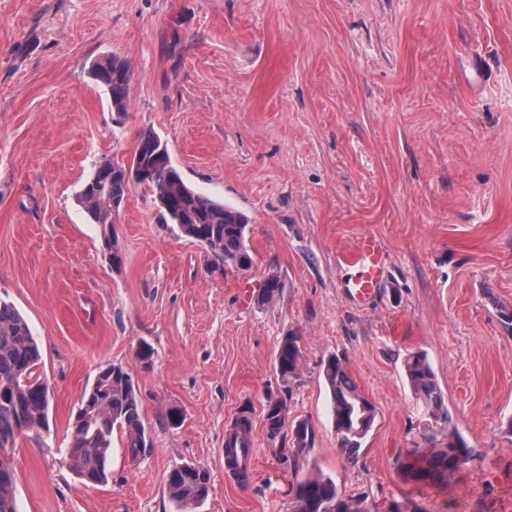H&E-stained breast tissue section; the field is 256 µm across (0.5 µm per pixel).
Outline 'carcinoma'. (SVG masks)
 Wrapping results in <instances>:
<instances>
[{
  "instance_id": "carcinoma-1",
  "label": "carcinoma",
  "mask_w": 512,
  "mask_h": 512,
  "mask_svg": "<svg viewBox=\"0 0 512 512\" xmlns=\"http://www.w3.org/2000/svg\"><path fill=\"white\" fill-rule=\"evenodd\" d=\"M92 76L110 93L112 111H127L131 70L127 61L112 56L92 66ZM163 153L165 165L142 185L155 195L160 217L176 226L180 235L201 243L213 257L217 270L228 264L240 271L253 266V255L246 245L247 218L192 190L171 164L166 145L150 130L140 133L134 157L149 167ZM121 164L102 163L85 183L79 200L90 221L101 226L103 246L119 256L112 238V204L123 202L131 183L119 173ZM281 292L275 276L264 279L256 300L265 305ZM302 358L301 336L290 330L282 336L277 352V369L283 390H289L297 376ZM41 353L27 321L14 306L0 301V449L16 447L17 438L26 431L47 425L51 401L50 388L40 375ZM405 372L409 386L424 414L429 418L422 441L407 449L402 466L414 482H445L464 465L474 460L475 449L457 433L448 431L451 417L448 402L435 373L422 352L407 355ZM323 377L332 400L336 439L340 452L350 461L358 458L362 443L374 422V406L361 394L350 376L345 361L329 358ZM267 435L275 439L287 431L292 435L288 462L295 472L299 459L313 443V430L306 422L288 421V404L283 398H271L265 409ZM124 438L127 456L134 463L143 461L153 450V442L142 421L141 403L130 373L119 364H106L97 373L68 423V443L64 461L88 487L105 485L112 478V439ZM251 447L248 419L225 441V456L235 462ZM16 472L13 463L0 459V512H17L14 497ZM209 471L196 463L174 466L167 474L169 497L178 512H195L209 494ZM293 512H365L364 501L340 495L336 483L319 475L296 480Z\"/></svg>"
}]
</instances>
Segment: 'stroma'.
Here are the masks:
<instances>
[{"label":"stroma","mask_w":512,"mask_h":512,"mask_svg":"<svg viewBox=\"0 0 512 512\" xmlns=\"http://www.w3.org/2000/svg\"><path fill=\"white\" fill-rule=\"evenodd\" d=\"M112 56L131 66L123 115L91 75ZM144 130L191 188L248 217L249 271L214 270L143 186L116 216L112 266L78 195ZM367 233L386 274L360 306L339 258ZM271 275L282 293L257 306ZM0 299L29 324L53 394L48 428L14 450L18 512H177L166 477L184 462L210 473L197 512H290L289 437L264 425L282 395L314 432L304 472L371 512L395 499L512 512V332L498 313L512 308V0H0ZM291 329L303 358L287 394L276 354ZM413 351L480 455L442 484L401 468L423 428ZM333 355L375 408L355 462L321 373ZM108 363L130 373L154 449L135 465L113 439L111 480L88 488L59 450ZM244 410L255 477L239 483L224 435Z\"/></svg>","instance_id":"stroma-1"}]
</instances>
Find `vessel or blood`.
<instances>
[{"label": "vessel or blood", "mask_w": 512, "mask_h": 512, "mask_svg": "<svg viewBox=\"0 0 512 512\" xmlns=\"http://www.w3.org/2000/svg\"><path fill=\"white\" fill-rule=\"evenodd\" d=\"M342 264L351 275L344 287L350 299L359 305L370 302L385 275L384 250L381 240L372 234L364 235Z\"/></svg>", "instance_id": "vessel-or-blood-1"}]
</instances>
